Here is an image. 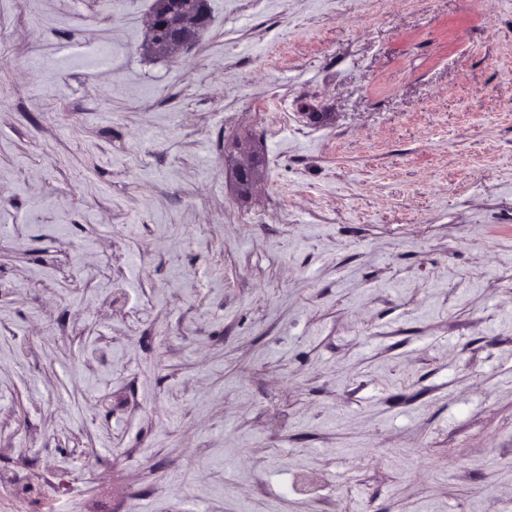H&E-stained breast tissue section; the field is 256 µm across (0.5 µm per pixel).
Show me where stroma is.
Wrapping results in <instances>:
<instances>
[{
	"label": "stroma",
	"instance_id": "1",
	"mask_svg": "<svg viewBox=\"0 0 512 512\" xmlns=\"http://www.w3.org/2000/svg\"><path fill=\"white\" fill-rule=\"evenodd\" d=\"M154 3L0 0V512H512V0ZM209 20L208 0H190L189 4L180 0H157L147 26L144 48L151 55L169 57L195 40ZM160 27L168 31L164 39L156 37ZM235 148L237 153L243 157L240 161L236 160L238 183L245 191H251L263 176L262 165L249 142H238Z\"/></svg>",
	"mask_w": 512,
	"mask_h": 512
}]
</instances>
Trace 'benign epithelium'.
<instances>
[{"label":"benign epithelium","mask_w":512,"mask_h":512,"mask_svg":"<svg viewBox=\"0 0 512 512\" xmlns=\"http://www.w3.org/2000/svg\"><path fill=\"white\" fill-rule=\"evenodd\" d=\"M210 20L208 0H157L150 17L145 50L154 56L169 57L195 40ZM242 160L236 162L238 183L249 191L263 176L262 165L254 149L247 141L235 145Z\"/></svg>","instance_id":"obj_1"}]
</instances>
